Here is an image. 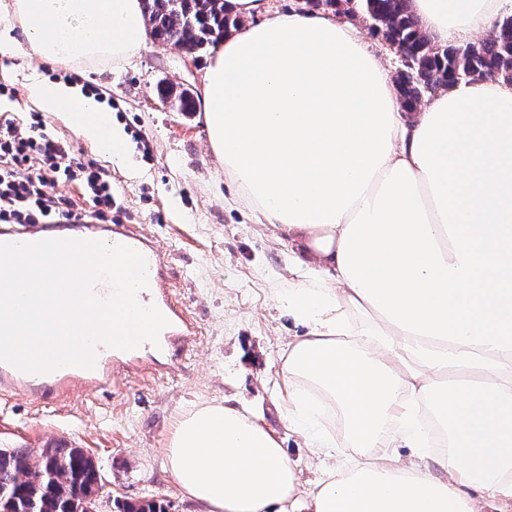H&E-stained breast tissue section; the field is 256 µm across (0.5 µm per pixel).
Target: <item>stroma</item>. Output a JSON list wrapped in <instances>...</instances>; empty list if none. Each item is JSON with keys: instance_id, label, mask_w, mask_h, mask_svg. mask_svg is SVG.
Segmentation results:
<instances>
[{"instance_id": "35a3bbf8", "label": "stroma", "mask_w": 512, "mask_h": 512, "mask_svg": "<svg viewBox=\"0 0 512 512\" xmlns=\"http://www.w3.org/2000/svg\"><path fill=\"white\" fill-rule=\"evenodd\" d=\"M208 50L184 57L148 40L129 60L88 66L82 84L123 126L128 161L119 165L77 139L69 116L41 113L78 157L112 178L111 220L156 240L167 276L200 327L196 346L174 370L133 375L113 389L84 392L68 415L57 404L21 394L0 403V448L38 447L67 438L95 459L104 484L103 512L114 500L157 499L169 512H193L174 484L165 448L177 421L201 403L229 399L275 431L302 481H316L321 466L288 420L280 367L288 340L301 329L283 315L271 289L291 280L298 251L288 237L248 207L224 176L200 112H180L158 95L160 87L199 95ZM66 66L29 57L24 46L0 49V119L38 111L27 87L36 80L67 81ZM39 112V111H38Z\"/></svg>"}]
</instances>
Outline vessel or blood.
I'll list each match as a JSON object with an SVG mask.
<instances>
[{
    "label": "vessel or blood",
    "mask_w": 512,
    "mask_h": 512,
    "mask_svg": "<svg viewBox=\"0 0 512 512\" xmlns=\"http://www.w3.org/2000/svg\"><path fill=\"white\" fill-rule=\"evenodd\" d=\"M46 239L101 240L111 245H125L141 253L148 267V284L137 293L140 305L156 307L169 321L157 343H142L130 351L97 345L94 368L65 366L45 374L22 372L0 362V395L22 392L35 397L53 395L66 401L76 391H93L116 385L126 374L147 366L170 367L179 362L196 343L198 327L176 299L164 274L166 260L155 241L125 224H42L35 228L4 224L0 243H33Z\"/></svg>",
    "instance_id": "1"
}]
</instances>
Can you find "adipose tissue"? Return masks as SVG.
I'll list each match as a JSON object with an SVG mask.
<instances>
[{
	"label": "adipose tissue",
	"mask_w": 512,
	"mask_h": 512,
	"mask_svg": "<svg viewBox=\"0 0 512 512\" xmlns=\"http://www.w3.org/2000/svg\"><path fill=\"white\" fill-rule=\"evenodd\" d=\"M240 19L204 69L210 144L244 202L300 247L275 289L305 329L281 376L322 476L302 487L273 432L231 401L182 416L170 474L200 512H512V84L440 90L402 111L358 22ZM439 45L490 34L512 0H410ZM48 65L121 62L147 44L141 0H0V47ZM77 138L122 161L123 131L62 82L31 89ZM345 436L384 456L334 460L325 402Z\"/></svg>",
	"instance_id": "obj_1"
}]
</instances>
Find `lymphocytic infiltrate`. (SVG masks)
Here are the masks:
<instances>
[{
	"label": "lymphocytic infiltrate",
	"mask_w": 512,
	"mask_h": 512,
	"mask_svg": "<svg viewBox=\"0 0 512 512\" xmlns=\"http://www.w3.org/2000/svg\"><path fill=\"white\" fill-rule=\"evenodd\" d=\"M78 185L94 209L68 196H47V182ZM115 204L112 182L94 163L82 161L71 142L57 138L38 114L0 122V223L58 224L105 220Z\"/></svg>",
	"instance_id": "obj_1"
}]
</instances>
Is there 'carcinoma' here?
Here are the masks:
<instances>
[{"instance_id":"cac0c4a2","label":"carcinoma","mask_w":512,"mask_h":512,"mask_svg":"<svg viewBox=\"0 0 512 512\" xmlns=\"http://www.w3.org/2000/svg\"><path fill=\"white\" fill-rule=\"evenodd\" d=\"M372 35L396 46L403 69L397 79L402 108L415 112L441 88L474 76L512 82V15L491 36L441 46L423 34L409 0H347ZM153 38L197 52L240 23L228 0H147ZM101 475L82 448L0 449V512H77L79 496H98ZM117 512H166L155 501L116 502Z\"/></svg>"}]
</instances>
